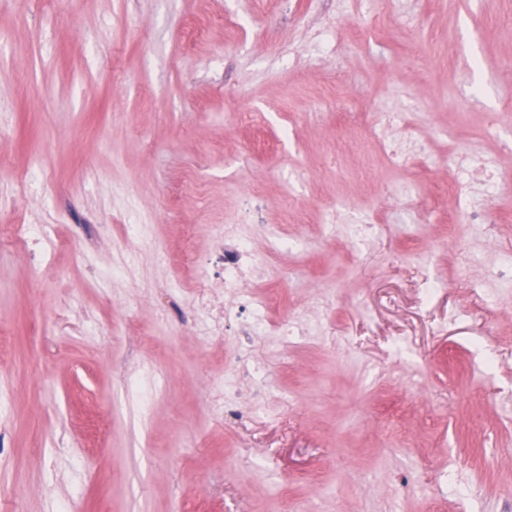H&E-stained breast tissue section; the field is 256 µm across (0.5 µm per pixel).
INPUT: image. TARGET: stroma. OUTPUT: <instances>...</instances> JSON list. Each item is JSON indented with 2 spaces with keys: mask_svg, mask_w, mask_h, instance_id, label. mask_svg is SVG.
I'll return each mask as SVG.
<instances>
[{
  "mask_svg": "<svg viewBox=\"0 0 512 512\" xmlns=\"http://www.w3.org/2000/svg\"><path fill=\"white\" fill-rule=\"evenodd\" d=\"M396 8L421 27L365 32L337 0H0V512H512V289L486 299L458 260L512 254V187L487 240L449 224L447 190L488 113L512 141V0ZM400 108L430 168L379 178L419 212L325 162L341 137L357 168ZM345 205L379 216L363 251L319 236ZM22 222L47 225L44 259ZM233 223L306 243L273 262L276 316L335 296L324 335L254 345L289 397L238 422L210 406L238 339L205 342L194 303ZM144 365L146 411L124 392Z\"/></svg>",
  "mask_w": 512,
  "mask_h": 512,
  "instance_id": "stroma-1",
  "label": "stroma"
}]
</instances>
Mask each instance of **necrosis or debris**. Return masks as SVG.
I'll return each instance as SVG.
<instances>
[{
    "mask_svg": "<svg viewBox=\"0 0 512 512\" xmlns=\"http://www.w3.org/2000/svg\"><path fill=\"white\" fill-rule=\"evenodd\" d=\"M376 158L386 166H427L429 143L418 137L413 121L401 115L379 119L370 138ZM457 167L466 175L457 192L454 221L469 225L479 236H494L502 222L499 212L490 208L487 198L501 185L502 154L490 155L477 145L457 152ZM264 238L266 250H257L255 238ZM291 239L276 224H219L215 227L212 257L196 288L197 305L206 312L204 339L223 337L234 330L240 344L224 360L219 380L217 410L239 418L245 412L265 410L275 394L270 367L252 353L255 339L276 337L281 345L300 346L318 335L322 323L307 312L287 318L274 316L276 295L269 287L272 261L288 252ZM224 290V302L212 303L213 287Z\"/></svg>",
    "mask_w": 512,
    "mask_h": 512,
    "instance_id": "1",
    "label": "necrosis or debris"
}]
</instances>
